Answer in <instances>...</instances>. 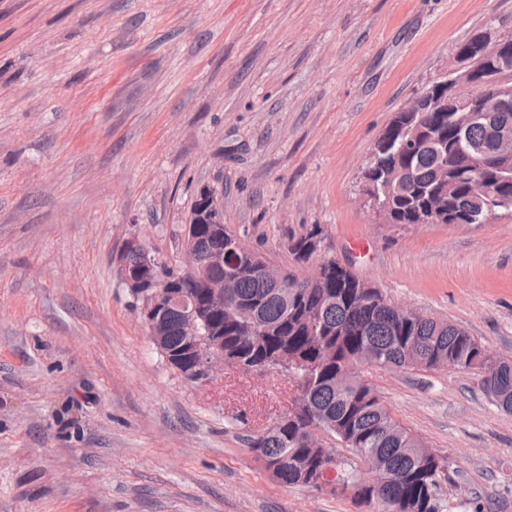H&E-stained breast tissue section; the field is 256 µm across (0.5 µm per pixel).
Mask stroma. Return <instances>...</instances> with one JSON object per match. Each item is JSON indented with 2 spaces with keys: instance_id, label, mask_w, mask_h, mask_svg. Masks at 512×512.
I'll return each mask as SVG.
<instances>
[{
  "instance_id": "35a3bbf8",
  "label": "stroma",
  "mask_w": 512,
  "mask_h": 512,
  "mask_svg": "<svg viewBox=\"0 0 512 512\" xmlns=\"http://www.w3.org/2000/svg\"><path fill=\"white\" fill-rule=\"evenodd\" d=\"M512 0H0V512H369L274 480L249 438L285 372L187 380L118 257L183 265L197 191L267 260L290 238L512 360V215L388 224L359 176L395 113ZM446 455L448 512H512V413L481 373L363 364Z\"/></svg>"
}]
</instances>
